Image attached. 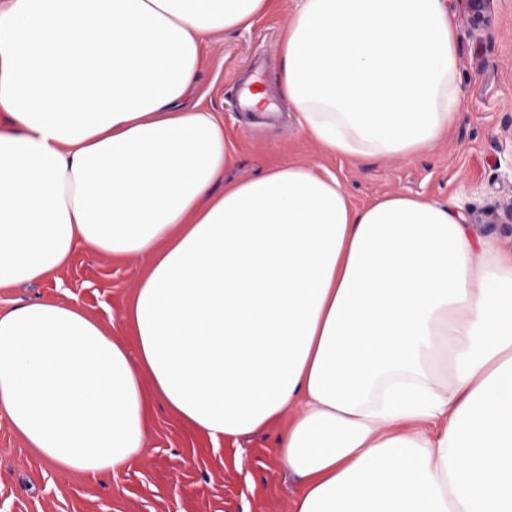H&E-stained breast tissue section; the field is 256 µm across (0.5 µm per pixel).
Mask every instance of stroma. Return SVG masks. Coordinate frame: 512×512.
<instances>
[{
    "label": "stroma",
    "instance_id": "obj_1",
    "mask_svg": "<svg viewBox=\"0 0 512 512\" xmlns=\"http://www.w3.org/2000/svg\"><path fill=\"white\" fill-rule=\"evenodd\" d=\"M294 0H274L250 29L210 43L198 76L200 105L224 116L235 162L224 177L242 180L288 162L329 171L353 206L390 193L420 195L460 212L473 237L512 251V0H492L490 22L471 33L457 0L460 117L446 138L405 159L350 160L324 153L297 124L275 80L284 26ZM262 87L277 113L235 112L224 97L234 73ZM138 257L112 259L81 248L70 265L41 283L0 288V312L31 301H78L103 325H120L143 272ZM280 427L213 441L154 404L144 448L128 467L104 476L45 463L0 417V512H293L300 479L281 465Z\"/></svg>",
    "mask_w": 512,
    "mask_h": 512
}]
</instances>
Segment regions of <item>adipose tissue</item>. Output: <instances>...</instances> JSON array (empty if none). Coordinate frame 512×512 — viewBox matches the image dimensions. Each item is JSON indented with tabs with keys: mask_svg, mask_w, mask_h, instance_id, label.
<instances>
[{
	"mask_svg": "<svg viewBox=\"0 0 512 512\" xmlns=\"http://www.w3.org/2000/svg\"><path fill=\"white\" fill-rule=\"evenodd\" d=\"M269 0H0V288L82 247L145 272L122 332L79 303L0 312V414L63 471L140 454L154 403L209 438L279 420L294 512H512V253L291 162L225 180L196 80ZM451 0H297L278 84L348 159L447 136ZM133 336L135 348L125 338Z\"/></svg>",
	"mask_w": 512,
	"mask_h": 512,
	"instance_id": "ef3b65f1",
	"label": "adipose tissue"
}]
</instances>
